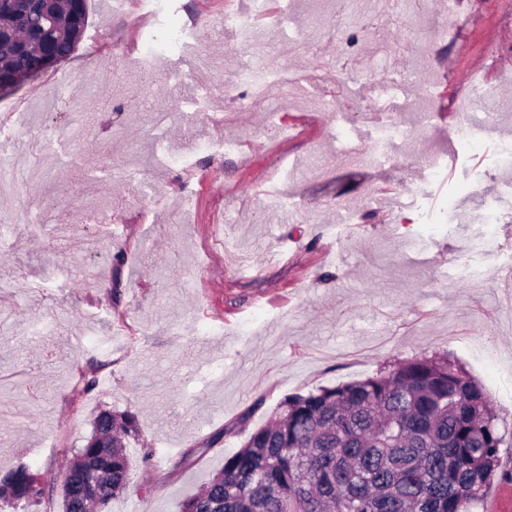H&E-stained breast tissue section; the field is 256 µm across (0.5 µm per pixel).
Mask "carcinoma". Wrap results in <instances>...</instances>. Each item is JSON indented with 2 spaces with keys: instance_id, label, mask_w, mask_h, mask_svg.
Listing matches in <instances>:
<instances>
[{
  "instance_id": "obj_1",
  "label": "carcinoma",
  "mask_w": 512,
  "mask_h": 512,
  "mask_svg": "<svg viewBox=\"0 0 512 512\" xmlns=\"http://www.w3.org/2000/svg\"><path fill=\"white\" fill-rule=\"evenodd\" d=\"M42 0H12L0 19V78L39 71L42 53L71 58L88 23L41 20ZM505 420L448 353L416 357L363 380L282 400L204 491L180 512H474L498 475ZM136 415L104 409L78 449L63 512L91 499L110 512L131 483ZM41 495L19 465L0 478V504Z\"/></svg>"
}]
</instances>
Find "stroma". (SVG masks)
I'll use <instances>...</instances> for the list:
<instances>
[{
	"instance_id": "stroma-1",
	"label": "stroma",
	"mask_w": 512,
	"mask_h": 512,
	"mask_svg": "<svg viewBox=\"0 0 512 512\" xmlns=\"http://www.w3.org/2000/svg\"><path fill=\"white\" fill-rule=\"evenodd\" d=\"M108 3L71 59L0 95L23 154L0 193V475L43 490L5 512H62L103 409L174 451L146 466L131 445L112 512H179L286 396L416 357H457L512 426V0ZM258 57L303 108L216 93L247 91ZM466 100L507 118L480 131Z\"/></svg>"
}]
</instances>
